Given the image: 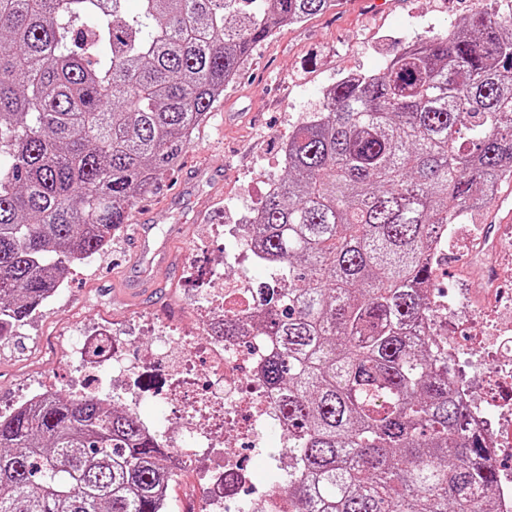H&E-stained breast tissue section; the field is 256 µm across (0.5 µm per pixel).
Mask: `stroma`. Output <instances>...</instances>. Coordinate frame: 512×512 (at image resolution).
Here are the masks:
<instances>
[{"instance_id":"1","label":"stroma","mask_w":512,"mask_h":512,"mask_svg":"<svg viewBox=\"0 0 512 512\" xmlns=\"http://www.w3.org/2000/svg\"><path fill=\"white\" fill-rule=\"evenodd\" d=\"M387 2L380 11L363 0H336L330 10L277 28L255 46L194 130L179 164L140 196L128 228L117 232L110 248L93 261L72 266L54 302L16 336L0 341V412L14 408L35 387L61 390L78 380L67 339L99 322L135 326L134 356L158 329L192 333L197 311L188 296L201 282L189 274L190 257L198 254L206 264L224 266V225L262 205L263 178L284 176L282 144L294 127L320 110L324 92L348 74L382 72L389 58L414 39L457 30L488 0ZM202 165L215 172L216 181L183 191ZM490 213L487 206L472 209L456 225L457 243L445 254L448 274L442 281L449 293H470L473 282L462 269L471 265L470 244L482 237ZM137 224L149 225L157 241L167 242L165 262L139 266L129 246L130 228ZM138 268L147 286L131 295L124 282ZM224 268L258 286L268 280L267 266L251 259ZM204 494L198 471L184 467L169 489L168 512H200Z\"/></svg>"}]
</instances>
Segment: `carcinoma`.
<instances>
[{"instance_id":"carcinoma-1","label":"carcinoma","mask_w":512,"mask_h":512,"mask_svg":"<svg viewBox=\"0 0 512 512\" xmlns=\"http://www.w3.org/2000/svg\"><path fill=\"white\" fill-rule=\"evenodd\" d=\"M0 0V339L105 250L277 26L334 0ZM246 244L283 286L253 321L285 435L288 512H495L455 398L433 246L512 180V16L477 12L343 79L288 134ZM94 396L0 413V512H165L178 477Z\"/></svg>"}]
</instances>
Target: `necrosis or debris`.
Segmentation results:
<instances>
[{"label": "necrosis or debris", "instance_id": "obj_1", "mask_svg": "<svg viewBox=\"0 0 512 512\" xmlns=\"http://www.w3.org/2000/svg\"><path fill=\"white\" fill-rule=\"evenodd\" d=\"M189 263L202 267L208 281L207 288L196 289L191 297L198 310L192 358L177 352L182 337L162 330L143 360L132 361L124 336L104 323L89 335L71 337L70 349L93 373L97 396L124 401L131 408L144 398L143 390L131 388L132 378L147 367H161L170 381L169 394H180L185 406L177 432L167 443L187 463L202 467L215 448V419H222L225 430L234 433L239 448L225 453L223 467L211 472L203 512H243L246 501L267 505V512H288L277 488L254 484L242 463L243 453L262 452L267 429L277 421L276 392L261 373L276 348L260 336L214 333L228 300H235L234 311L244 318L259 305L260 296L248 277H226L217 267L201 266L196 255ZM196 361L207 373L202 389L193 386ZM448 363L470 369L459 377L457 391L470 424L488 440L490 464L498 468L512 463V322L487 321L484 334L467 347L449 343Z\"/></svg>", "mask_w": 512, "mask_h": 512}]
</instances>
